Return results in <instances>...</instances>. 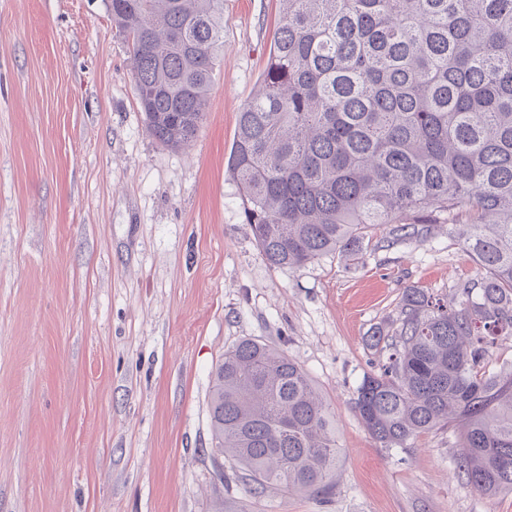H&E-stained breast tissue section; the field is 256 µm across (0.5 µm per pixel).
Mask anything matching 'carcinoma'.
Returning <instances> with one entry per match:
<instances>
[{"instance_id": "obj_1", "label": "carcinoma", "mask_w": 512, "mask_h": 512, "mask_svg": "<svg viewBox=\"0 0 512 512\" xmlns=\"http://www.w3.org/2000/svg\"><path fill=\"white\" fill-rule=\"evenodd\" d=\"M133 56L151 135L188 145L224 43V0H110ZM282 19L228 159L266 261L299 268L467 212L464 246L484 270L463 300L409 285L371 332L387 362L353 409L383 448L448 426L458 471L487 495L512 490V370L483 364L512 337V0H280ZM411 222H404L405 217ZM212 445L264 490L326 494L336 419L306 372L244 339L213 371Z\"/></svg>"}]
</instances>
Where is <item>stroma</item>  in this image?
<instances>
[{
    "label": "stroma",
    "mask_w": 512,
    "mask_h": 512,
    "mask_svg": "<svg viewBox=\"0 0 512 512\" xmlns=\"http://www.w3.org/2000/svg\"><path fill=\"white\" fill-rule=\"evenodd\" d=\"M280 17L224 0L209 106L174 150L108 0H0V512H512L465 484L454 430L383 448L351 405L407 285L457 299L482 277L458 225L275 268L245 222L227 160ZM245 338L335 412L332 492H252L213 448L211 371Z\"/></svg>",
    "instance_id": "obj_1"
}]
</instances>
